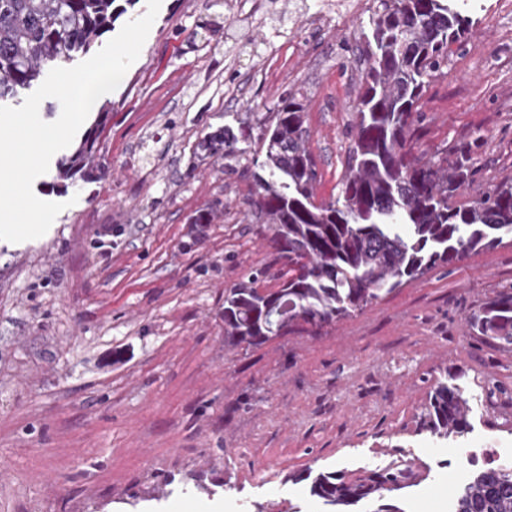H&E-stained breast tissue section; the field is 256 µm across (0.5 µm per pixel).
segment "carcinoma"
<instances>
[{
  "instance_id": "cac0c4a2",
  "label": "carcinoma",
  "mask_w": 512,
  "mask_h": 512,
  "mask_svg": "<svg viewBox=\"0 0 512 512\" xmlns=\"http://www.w3.org/2000/svg\"><path fill=\"white\" fill-rule=\"evenodd\" d=\"M450 0H371V29L359 48L356 123L338 195L315 200L316 163L303 95L285 91L255 127L217 129L201 144L224 155V168L242 165L241 140L258 137L265 149L253 174L246 217L271 233L281 267L251 269L224 289V336L237 347L274 336L312 333L335 324L431 271L512 236V178L493 183L466 203L456 196L478 169L471 148L430 157L419 150L415 117L426 86L448 63L451 45L470 34L473 21ZM125 8L117 0H0V101L38 83L44 70L85 53ZM110 116L95 123L56 165L61 186L78 175L103 173L99 138ZM275 286L264 292L258 283ZM475 336L512 350V287L483 300L468 317ZM470 400L457 384L437 382L428 392L421 426L448 440L469 427ZM412 467L347 478L319 473L310 494L348 512L406 487ZM453 512H512V467L486 468L455 494Z\"/></svg>"
}]
</instances>
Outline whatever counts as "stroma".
Returning a JSON list of instances; mask_svg holds the SVG:
<instances>
[{
	"mask_svg": "<svg viewBox=\"0 0 512 512\" xmlns=\"http://www.w3.org/2000/svg\"><path fill=\"white\" fill-rule=\"evenodd\" d=\"M336 4L162 0L104 98L106 177L34 181L65 208L40 238L0 240V512H324L307 474L405 464L417 482L384 504L450 512L463 482L512 451V351L466 327L512 286L511 241L319 334L224 340L225 288L274 250L245 216L249 172L199 143L299 90L316 197L337 195L370 25ZM464 8L474 27L415 129L429 154L481 140L473 199L512 177V0ZM217 200L212 223H191ZM449 378L473 397L472 429L440 441L419 414Z\"/></svg>",
	"mask_w": 512,
	"mask_h": 512,
	"instance_id": "1",
	"label": "stroma"
}]
</instances>
